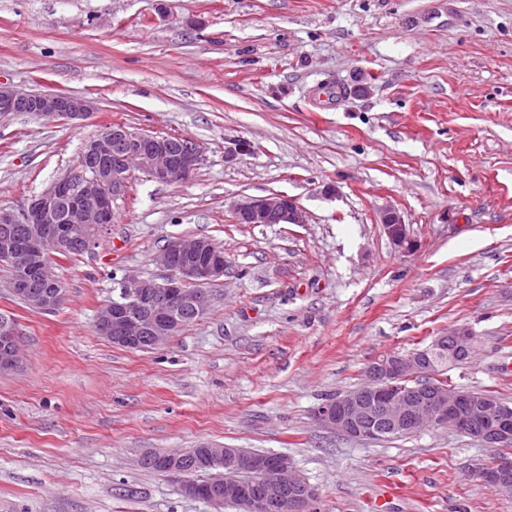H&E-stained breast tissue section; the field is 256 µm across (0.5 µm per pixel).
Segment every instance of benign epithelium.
I'll return each mask as SVG.
<instances>
[{
    "label": "benign epithelium",
    "mask_w": 512,
    "mask_h": 512,
    "mask_svg": "<svg viewBox=\"0 0 512 512\" xmlns=\"http://www.w3.org/2000/svg\"><path fill=\"white\" fill-rule=\"evenodd\" d=\"M95 109L94 103L66 93H26L0 83V116L30 112L48 121L77 124ZM201 148L184 138L176 153L157 135L131 131L123 125L103 127L90 141L83 160L72 171L31 200L21 215L0 209L1 224L18 221L30 225L28 240L0 247V260L18 275V291L26 303L42 311L62 304L64 292L51 283L52 276L42 257L62 249L78 230L86 248L112 226V204L126 195L129 179L139 171L160 183L188 179L200 165ZM237 224H305L307 215L297 202L283 194L244 196L232 205ZM382 227L394 246L409 251L415 243L402 216L385 211ZM166 271L163 282L124 274L115 279L112 300L99 308L95 328L108 341L129 349H149L169 342L179 327L177 313L192 312L202 319L211 308L207 286L224 277L226 261L204 238H177L158 256ZM48 282L30 287L31 277ZM473 336L465 329H453L434 337L432 344L406 356L389 354L371 362L363 371L364 381L355 389L325 400L314 412L325 429L347 437L366 439L387 430L449 426L471 434L487 448L502 447L512 440V414L493 401L480 406L479 423L468 411L471 396L453 387L430 384L415 386L408 393L396 388L404 378L422 375L433 358L453 356L472 349ZM20 362V340L9 321L0 323V370L13 369ZM208 454L232 462L239 470L258 476L257 489L246 491L237 483L224 484V492L210 503L221 508L231 504L238 512H311L317 501L316 489L300 481L286 455L260 459L238 448L205 445ZM493 490L512 496V460L501 459L492 469L479 473Z\"/></svg>",
    "instance_id": "7a95c632"
}]
</instances>
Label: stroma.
<instances>
[{
  "instance_id": "stroma-1",
  "label": "stroma",
  "mask_w": 512,
  "mask_h": 512,
  "mask_svg": "<svg viewBox=\"0 0 512 512\" xmlns=\"http://www.w3.org/2000/svg\"><path fill=\"white\" fill-rule=\"evenodd\" d=\"M0 81L95 105L77 125L0 117V208L109 124L203 151L180 183L132 174L111 230L55 265L56 311L0 270L21 336L0 371V512H236L137 463L202 442L287 455L317 512H512L476 475L494 450L455 430L361 440L314 419L369 362L457 327L475 348L449 381L512 402V0H0ZM271 193L307 223H233L235 200ZM390 208L414 250L384 234ZM195 236L227 261L209 313L149 351L99 336L113 276L162 280L157 255Z\"/></svg>"
}]
</instances>
